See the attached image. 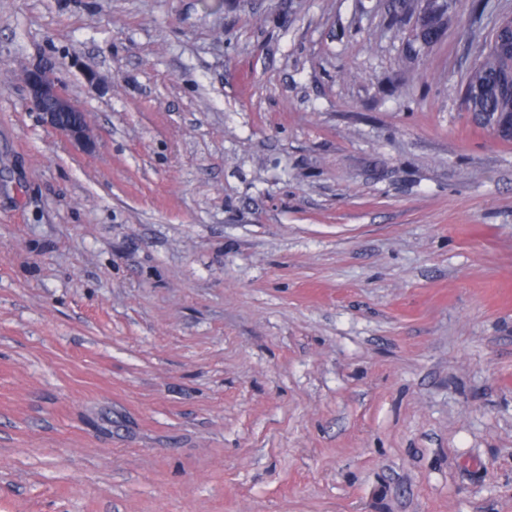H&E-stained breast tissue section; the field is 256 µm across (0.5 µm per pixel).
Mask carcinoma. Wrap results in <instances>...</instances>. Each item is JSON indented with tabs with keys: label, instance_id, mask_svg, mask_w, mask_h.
<instances>
[{
	"label": "carcinoma",
	"instance_id": "1",
	"mask_svg": "<svg viewBox=\"0 0 512 512\" xmlns=\"http://www.w3.org/2000/svg\"><path fill=\"white\" fill-rule=\"evenodd\" d=\"M442 18L440 14L420 26L425 42L439 37ZM472 53L474 66L465 86L464 104L474 123L484 128L490 115L512 113V37L494 33L490 39L472 44Z\"/></svg>",
	"mask_w": 512,
	"mask_h": 512
}]
</instances>
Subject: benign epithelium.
Instances as JSON below:
<instances>
[{"instance_id": "1", "label": "benign epithelium", "mask_w": 512, "mask_h": 512, "mask_svg": "<svg viewBox=\"0 0 512 512\" xmlns=\"http://www.w3.org/2000/svg\"><path fill=\"white\" fill-rule=\"evenodd\" d=\"M25 81L28 105L41 115L43 122L82 150L93 151L96 143L85 113L59 90L54 80L41 69H31L25 74Z\"/></svg>"}]
</instances>
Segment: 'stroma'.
<instances>
[{
	"label": "stroma",
	"mask_w": 512,
	"mask_h": 512,
	"mask_svg": "<svg viewBox=\"0 0 512 512\" xmlns=\"http://www.w3.org/2000/svg\"><path fill=\"white\" fill-rule=\"evenodd\" d=\"M424 7L0 0V512H512V0ZM472 53L474 66L465 86L463 100L474 123L486 128L490 115L512 113V89L509 83L512 72L511 36L501 33L498 37L494 31L489 40L472 44ZM25 81L28 105L41 115L43 122L82 150L92 152L96 143L85 113L59 90L54 80L41 69H31L25 74Z\"/></svg>",
	"instance_id": "1"
}]
</instances>
